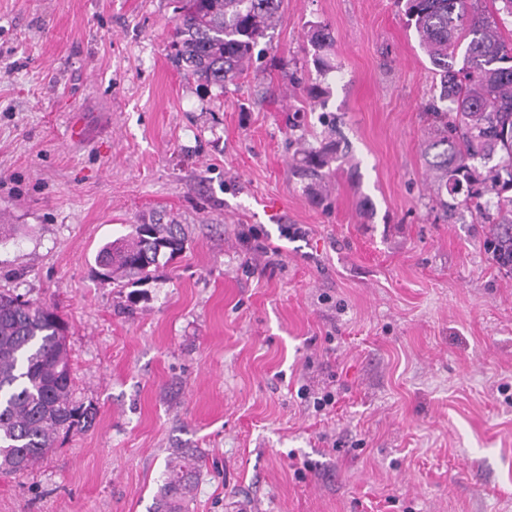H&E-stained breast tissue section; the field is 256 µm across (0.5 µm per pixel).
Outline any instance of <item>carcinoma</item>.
I'll return each instance as SVG.
<instances>
[{
	"mask_svg": "<svg viewBox=\"0 0 512 512\" xmlns=\"http://www.w3.org/2000/svg\"><path fill=\"white\" fill-rule=\"evenodd\" d=\"M405 0L420 47L440 79L428 111L438 122L423 150L435 202L445 215L474 208L491 225L487 250L512 273V45L500 35L512 0ZM282 0H177L171 58L185 74L220 91L248 70L254 50L276 26ZM318 51L332 42L320 25L308 31ZM466 42L462 61L456 50ZM340 143L301 145L295 173L320 183L345 161ZM494 165L489 162L494 158ZM183 225L158 218L133 224L106 243L96 262L117 288L142 285L181 253ZM66 325L50 307L0 292V473L22 475L55 447L62 434L89 429L97 411L74 398ZM198 458L183 452L166 465L153 512H188Z\"/></svg>",
	"mask_w": 512,
	"mask_h": 512,
	"instance_id": "carcinoma-1",
	"label": "carcinoma"
}]
</instances>
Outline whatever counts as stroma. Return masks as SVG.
<instances>
[{
  "instance_id": "stroma-1",
  "label": "stroma",
  "mask_w": 512,
  "mask_h": 512,
  "mask_svg": "<svg viewBox=\"0 0 512 512\" xmlns=\"http://www.w3.org/2000/svg\"><path fill=\"white\" fill-rule=\"evenodd\" d=\"M175 24L172 0H0V289L55 308L97 410L0 474V512H149L182 448L189 512H512V273L433 206L439 78L404 5L283 0L222 94L173 66ZM321 81L352 159L318 196L288 142L323 140ZM158 214L189 242L133 304L95 256Z\"/></svg>"
}]
</instances>
